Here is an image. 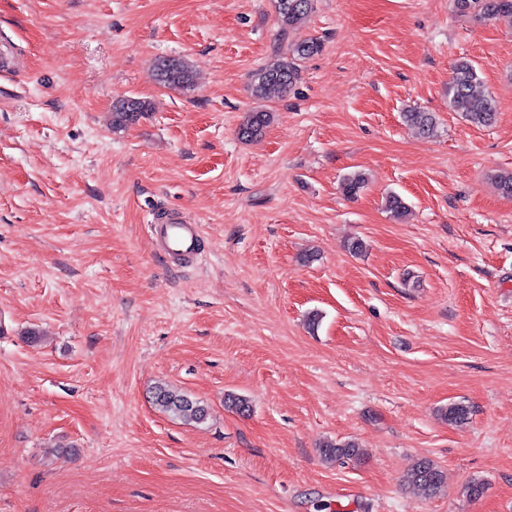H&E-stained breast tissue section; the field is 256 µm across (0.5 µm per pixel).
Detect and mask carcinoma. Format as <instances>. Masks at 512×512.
Wrapping results in <instances>:
<instances>
[{
    "mask_svg": "<svg viewBox=\"0 0 512 512\" xmlns=\"http://www.w3.org/2000/svg\"><path fill=\"white\" fill-rule=\"evenodd\" d=\"M454 4L458 12L471 14L480 20L512 17V0H454ZM275 7L278 24L286 35L288 30L298 27L307 18L312 10V0H275ZM322 50L323 42L317 37L297 41L289 48L288 59L261 67L253 74L254 95L265 99L286 91L298 77V62ZM154 70L157 79L166 87L184 89L190 86L191 72L180 61L170 71H163L157 65ZM480 84L476 66L468 59L459 60L452 67L448 99L452 110L460 113L466 121L485 127L495 121L497 104L492 96L478 90ZM149 112L151 105L146 100L132 96L119 100L112 109V131L125 130ZM404 118L409 126L422 135L431 136L435 132L436 117L431 112L413 110L404 113ZM272 119L273 114L267 111L249 113L238 129L239 138L247 141L262 135ZM366 183V176L355 172L344 179L343 193L352 199ZM384 206L396 219L404 217L408 211V206L396 193L385 197ZM151 394L153 404L173 419L199 425L209 417L208 408L184 392L158 384L153 387ZM468 415V407L461 403H450L441 411L443 419L450 424H462L468 420ZM320 453L325 461L339 463L345 460L359 462L364 455L363 450L353 441L327 442L321 446ZM404 483L417 493L432 497L444 488L445 478L443 471L433 461L423 459L405 475Z\"/></svg>",
    "mask_w": 512,
    "mask_h": 512,
    "instance_id": "1",
    "label": "carcinoma"
}]
</instances>
